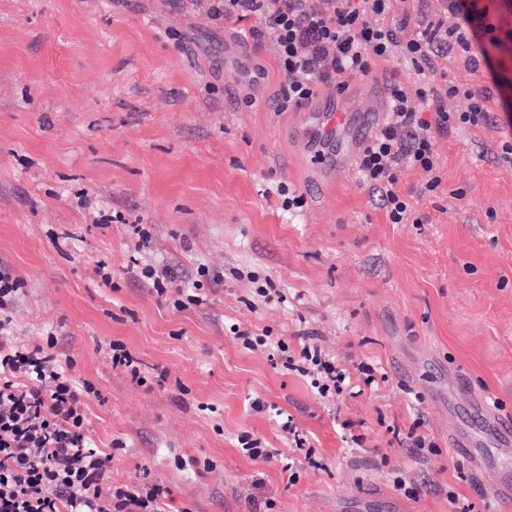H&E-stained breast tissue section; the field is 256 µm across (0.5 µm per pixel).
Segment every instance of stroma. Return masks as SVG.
<instances>
[{"label":"stroma","instance_id":"stroma-1","mask_svg":"<svg viewBox=\"0 0 512 512\" xmlns=\"http://www.w3.org/2000/svg\"><path fill=\"white\" fill-rule=\"evenodd\" d=\"M209 0H0V262L24 281L16 341L53 340L72 377L91 383L88 435L114 453L112 481L170 488L160 512H474L494 503L512 445H480L486 465L457 455L448 389L465 377L512 427V163L495 123L438 134L442 184L404 170L399 187L419 224L390 223L357 178L305 191L281 208L277 184L299 188L297 116L281 107L277 48L259 41L265 98L224 106V73L198 56L224 49ZM148 228L137 249L133 225ZM173 269L191 285L218 273L200 305L177 306L139 279L133 261ZM112 273L103 285L97 269ZM270 277L286 299L254 296ZM237 323L312 342L336 362L371 364L388 380L363 394L320 398L264 350L243 349ZM139 376L113 367L112 344ZM276 404L307 436L294 453L254 398ZM418 429L434 449L400 445ZM251 433L277 449L258 464ZM359 436L350 448L342 433ZM295 461V478L282 471ZM416 487L404 495L398 482ZM239 442L242 445L241 451L252 461L266 463L274 457L272 450L262 446V441L259 438H253V435H243Z\"/></svg>","mask_w":512,"mask_h":512}]
</instances>
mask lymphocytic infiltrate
<instances>
[{
  "label": "lymphocytic infiltrate",
  "mask_w": 512,
  "mask_h": 512,
  "mask_svg": "<svg viewBox=\"0 0 512 512\" xmlns=\"http://www.w3.org/2000/svg\"><path fill=\"white\" fill-rule=\"evenodd\" d=\"M399 0H213L212 17L264 18L266 36L278 49L284 99L297 104L325 85L342 86L353 74H368L373 60L412 65L418 78L395 82L390 112L356 167L362 184L376 190L387 218L406 224L413 217L398 189L406 169L424 171L425 189L439 188L438 133L494 120V98L512 95L490 64L491 51L512 58V0H445L454 26L422 18L415 34L396 32ZM458 53L472 72L487 70L490 82L470 86L454 79L435 84L439 59ZM464 96L468 109L450 112L445 98ZM21 292L13 269L0 263V512H156L165 486L111 482L112 454L87 435L85 403L71 375L72 360L44 347L14 341L10 311ZM244 349L264 347L283 365L309 378L329 399L385 381V374L337 364L316 344L291 351L276 336L231 326Z\"/></svg>",
  "instance_id": "1"
}]
</instances>
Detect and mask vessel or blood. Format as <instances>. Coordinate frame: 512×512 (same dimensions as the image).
<instances>
[{
	"mask_svg": "<svg viewBox=\"0 0 512 512\" xmlns=\"http://www.w3.org/2000/svg\"><path fill=\"white\" fill-rule=\"evenodd\" d=\"M266 86L263 54L238 31H224V105L236 108L245 98H259ZM390 107V93L384 82L368 89V104L360 108L353 93L331 90L302 101L296 110L302 122L298 138L309 171L307 185L318 192L332 188L335 181L351 171L371 134L382 126ZM456 391L468 395L467 412L480 425L484 438H505L498 427L494 401L489 396H469L464 381Z\"/></svg>",
	"mask_w": 512,
	"mask_h": 512,
	"instance_id": "1",
	"label": "vessel or blood"
}]
</instances>
